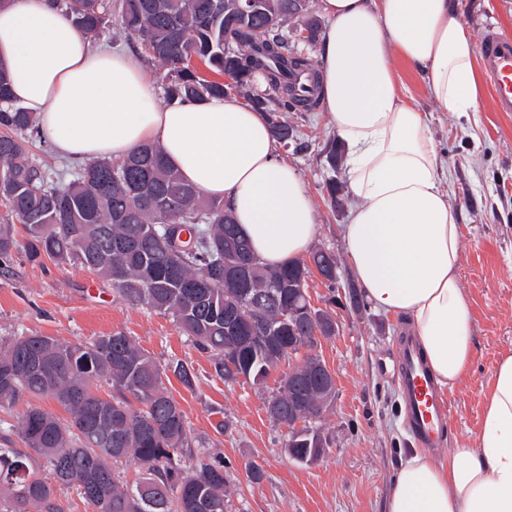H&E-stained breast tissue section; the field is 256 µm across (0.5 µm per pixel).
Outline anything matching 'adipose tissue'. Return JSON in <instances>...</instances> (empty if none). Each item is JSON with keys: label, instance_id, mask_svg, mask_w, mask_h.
I'll use <instances>...</instances> for the list:
<instances>
[{"label": "adipose tissue", "instance_id": "1", "mask_svg": "<svg viewBox=\"0 0 512 512\" xmlns=\"http://www.w3.org/2000/svg\"><path fill=\"white\" fill-rule=\"evenodd\" d=\"M320 101L347 147L355 200L343 229L366 301L408 318L436 384L469 371L473 315L460 286L461 214L430 118L399 90L393 55L451 112L479 109L476 48L454 0H320ZM0 66L54 150L81 165L146 143L223 200L257 257L278 266L317 234L309 194L261 112L232 98L158 107L142 60L95 44L50 0H0ZM384 512H512V355L497 364L472 446L403 458Z\"/></svg>", "mask_w": 512, "mask_h": 512}]
</instances>
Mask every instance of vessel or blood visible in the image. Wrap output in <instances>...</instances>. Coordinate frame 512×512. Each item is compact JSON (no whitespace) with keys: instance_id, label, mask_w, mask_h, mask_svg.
I'll list each match as a JSON object with an SVG mask.
<instances>
[{"instance_id":"1","label":"vessel or blood","mask_w":512,"mask_h":512,"mask_svg":"<svg viewBox=\"0 0 512 512\" xmlns=\"http://www.w3.org/2000/svg\"><path fill=\"white\" fill-rule=\"evenodd\" d=\"M480 66L489 77L496 111L512 113V36L486 27L480 40ZM405 416L418 447L437 446L451 417L443 393L422 362L418 348L405 343L398 353Z\"/></svg>"}]
</instances>
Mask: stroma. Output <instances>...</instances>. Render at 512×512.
<instances>
[{
    "label": "stroma",
    "mask_w": 512,
    "mask_h": 512,
    "mask_svg": "<svg viewBox=\"0 0 512 512\" xmlns=\"http://www.w3.org/2000/svg\"><path fill=\"white\" fill-rule=\"evenodd\" d=\"M457 2L472 39L488 25L512 35V0ZM394 65L403 95L432 115V135L448 170V202L461 212L460 282L473 314L475 349L468 375L448 391L453 418L447 443L436 451L445 459L472 443L495 366L512 355V113L494 111L486 79L479 111H444L415 67L400 59ZM285 118L301 144L278 156L294 165L311 197L319 226L312 246L334 251L341 261L335 287L316 275L308 280L312 303L339 322L338 333L317 347L336 379L335 396L317 423L330 443L325 456L308 464L291 459L284 451L286 430L268 416L267 399L287 363L261 386L224 383L171 316L129 304L81 266L19 256L0 267V339L24 333L86 342L121 331L157 361L187 363L195 387L172 377L165 388L184 411L193 448L223 459L232 489L229 512H383L399 461L412 449L397 361L410 326L371 305L352 306L355 279L343 227L354 200L345 196L342 207L332 209L325 190L332 179L348 183L346 165L333 168L327 159L336 130L320 108ZM222 420L228 427L220 434ZM252 463L264 471L260 482L248 477Z\"/></svg>",
    "instance_id": "1"
}]
</instances>
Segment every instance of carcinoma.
I'll list each match as a JSON object with an SVG mask.
<instances>
[{
	"label": "carcinoma",
	"mask_w": 512,
	"mask_h": 512,
	"mask_svg": "<svg viewBox=\"0 0 512 512\" xmlns=\"http://www.w3.org/2000/svg\"><path fill=\"white\" fill-rule=\"evenodd\" d=\"M80 31L99 35L117 21L158 67L168 97L194 101L236 92L264 112L280 145L294 126L285 112H309L319 101L312 60L289 29L322 22L313 0H257L248 15L241 0H53ZM306 75L308 83L292 77ZM36 118L11 99L0 69V203L25 226L18 242L0 228V264L13 253L31 261H74L112 282L133 305L172 314L226 383L265 382L288 347L310 333L288 315L301 308L300 285L310 266L298 259L263 264L250 245L238 250V225L224 201L206 199L169 166L160 147L145 144L123 159L92 160L64 183L37 163ZM179 224L186 248L168 249L164 225ZM119 270L123 281L113 280ZM310 354L291 368L268 404L270 418L320 416L327 382ZM173 375L187 388L195 375L181 361L162 366L130 336L115 332L86 343L51 336H14L0 345V407L24 395L49 396L69 414L62 421L31 404L0 426V512H63L55 484L68 485L92 512H227L231 495L224 461L190 450L184 411L166 391ZM112 387L109 399L95 382ZM23 447H13V437ZM297 461L322 455L329 442L305 426L288 437ZM136 461L133 484L114 465Z\"/></svg>",
	"instance_id": "carcinoma-1"
}]
</instances>
